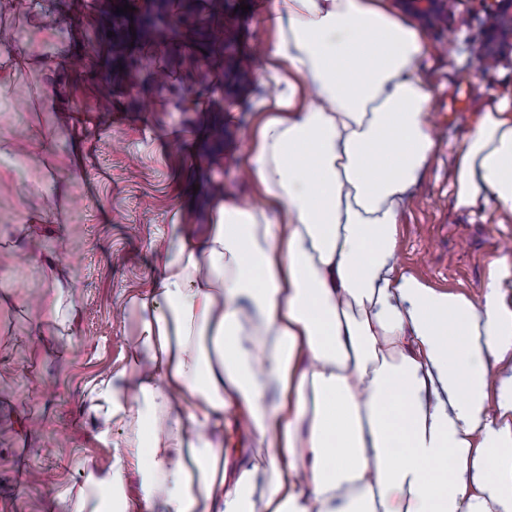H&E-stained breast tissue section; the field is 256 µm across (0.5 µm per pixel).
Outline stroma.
<instances>
[{
    "label": "stroma",
    "mask_w": 512,
    "mask_h": 512,
    "mask_svg": "<svg viewBox=\"0 0 512 512\" xmlns=\"http://www.w3.org/2000/svg\"><path fill=\"white\" fill-rule=\"evenodd\" d=\"M268 2L0 0V61L14 70L0 88V512H58L85 468L111 463L88 407L137 334L135 314L114 312L157 287L174 214L199 227L215 190L246 198L253 112L271 91ZM390 4L441 50L425 72L436 151L404 212L400 258L474 297L512 241V214L456 208V159L484 108L512 101V46L480 67L485 0L423 15ZM49 264L74 287L66 336L50 334L37 301Z\"/></svg>",
    "instance_id": "stroma-1"
}]
</instances>
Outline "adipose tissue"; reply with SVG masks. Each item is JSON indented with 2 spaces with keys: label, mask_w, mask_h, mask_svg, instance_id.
<instances>
[{
  "label": "adipose tissue",
  "mask_w": 512,
  "mask_h": 512,
  "mask_svg": "<svg viewBox=\"0 0 512 512\" xmlns=\"http://www.w3.org/2000/svg\"><path fill=\"white\" fill-rule=\"evenodd\" d=\"M244 164L256 203L173 223L123 365L92 392L122 435L62 512H512V256L478 299L407 273L429 168L433 48L388 0H275ZM455 205L512 214V104L459 154ZM255 452L229 471L228 413Z\"/></svg>",
  "instance_id": "1"
}]
</instances>
